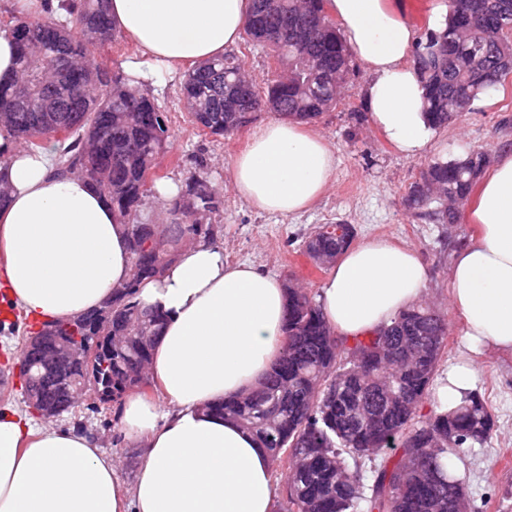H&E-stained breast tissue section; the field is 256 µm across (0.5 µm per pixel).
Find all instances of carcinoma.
<instances>
[{
	"mask_svg": "<svg viewBox=\"0 0 512 512\" xmlns=\"http://www.w3.org/2000/svg\"><path fill=\"white\" fill-rule=\"evenodd\" d=\"M263 0H251L245 34L274 47L279 72L265 86L251 83V112L238 111L224 88L244 74L243 60L224 56L197 65L182 85L194 101L193 125L230 136L252 122L260 104L276 102L278 113L309 121L336 106L349 73L350 50L327 18L323 0H280L260 20ZM76 32L51 17L13 21L18 68L0 86V121L19 145L57 144V171L88 179L129 225L132 268L128 282L112 293V335L127 337L112 364L63 366L56 383L43 388L32 367L28 385L46 410H72L67 386L88 375L112 383V402L130 391H156L148 375L153 339L162 316L140 306L141 285L162 276L184 246L213 240L222 231L212 217L224 196L194 172L171 203V224H143L141 207L170 154L164 112L148 93L101 66L92 48L112 40L106 0H79L67 9ZM425 90L424 110L442 128L465 111L461 102L489 92L487 77L500 86L512 75V0H448L444 25L427 36L413 60ZM66 135L55 136L56 128ZM486 168V154L473 150L460 160H436L410 183L407 208L432 224H455ZM426 180L436 193L421 192ZM350 243L316 230L305 241L312 262L332 263ZM74 326L94 346L102 311L69 322H45L38 336H71ZM393 345L377 358L376 335L338 344L322 311L302 288L288 285L285 347L260 385L247 395L212 408L238 421L285 464L286 482L276 512H448L452 484L465 482L454 460L483 447L495 421L482 396L472 391L457 407L442 411L430 389L448 339L444 315L413 306L385 326ZM432 410L424 422V401Z\"/></svg>",
	"mask_w": 512,
	"mask_h": 512,
	"instance_id": "cac0c4a2",
	"label": "carcinoma"
}]
</instances>
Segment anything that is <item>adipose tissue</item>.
<instances>
[{"mask_svg":"<svg viewBox=\"0 0 512 512\" xmlns=\"http://www.w3.org/2000/svg\"><path fill=\"white\" fill-rule=\"evenodd\" d=\"M371 80L374 125L414 157L435 129L408 63L413 29L391 0H326ZM113 26L137 47L123 69L150 89L184 65L219 58L248 19V0H109ZM53 145L30 151L0 130V293L35 320L66 322L99 307L129 279L127 227L106 198L78 175L54 173ZM336 154L301 121L275 117L256 127L231 165L230 184L251 207L283 217L308 209L329 189ZM474 243L452 260V304L473 348L512 352V150L501 151L466 214ZM428 270L416 250L372 238L331 265L318 304L337 338L381 328L422 295ZM165 317L150 374L161 399L123 402L126 436L142 445L124 485L98 438L85 431L34 429L0 413V512H273L278 485L270 454L212 404L241 395L280 358L288 298L283 281L248 261L224 260L220 241L179 250L163 275L137 295ZM474 360L450 366L435 398L454 408L472 391Z\"/></svg>","mask_w":512,"mask_h":512,"instance_id":"1","label":"adipose tissue"}]
</instances>
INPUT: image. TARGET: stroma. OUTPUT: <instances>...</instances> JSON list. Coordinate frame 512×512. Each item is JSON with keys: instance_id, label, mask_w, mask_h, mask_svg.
<instances>
[{"instance_id": "stroma-1", "label": "stroma", "mask_w": 512, "mask_h": 512, "mask_svg": "<svg viewBox=\"0 0 512 512\" xmlns=\"http://www.w3.org/2000/svg\"><path fill=\"white\" fill-rule=\"evenodd\" d=\"M370 79L364 64L351 58L340 101L312 123L336 150V174L326 194L308 212L294 217L271 215L235 195L231 163L246 148L250 128L228 137L196 128L183 109L177 80L155 95L167 116L172 151L180 159L176 165L164 164L161 174L181 183L191 172L203 171L224 196L219 222L224 226L221 240L226 261H251L313 297L328 276L303 252L305 240L316 227L344 222L354 225L357 240L383 237L415 248L430 273L421 300L448 317V343L438 368L444 371L460 359L475 357V389L494 415L495 428L487 444L469 450L457 464L465 477L472 512H512V352L487 349L472 355L450 296L452 256L472 240L476 228L463 221L430 224L415 218L404 205L410 183L427 163L452 160L477 149L493 157L512 149V79L439 129L431 145L416 157L401 154L372 124L363 95ZM10 321L14 334L0 335V407L22 411L26 405L14 363L33 321L17 309L12 310ZM78 423L97 435L103 450L116 461L124 484H132L142 448L126 438L120 405L82 407L55 421L61 428Z\"/></svg>"}]
</instances>
